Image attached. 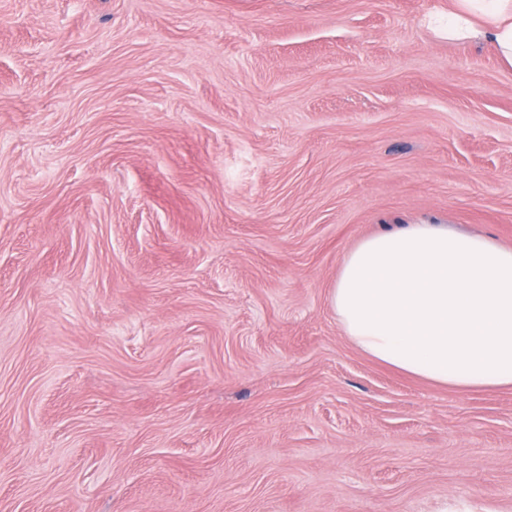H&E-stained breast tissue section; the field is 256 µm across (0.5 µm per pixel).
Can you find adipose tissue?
Returning a JSON list of instances; mask_svg holds the SVG:
<instances>
[{
	"instance_id": "ef3b65f1",
	"label": "adipose tissue",
	"mask_w": 512,
	"mask_h": 512,
	"mask_svg": "<svg viewBox=\"0 0 512 512\" xmlns=\"http://www.w3.org/2000/svg\"><path fill=\"white\" fill-rule=\"evenodd\" d=\"M452 38L492 36L512 67V0H452ZM336 318L369 357L457 389L512 388V248L444 224L360 240L331 293Z\"/></svg>"
}]
</instances>
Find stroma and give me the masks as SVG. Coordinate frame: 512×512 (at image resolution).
Here are the masks:
<instances>
[{
    "instance_id": "1",
    "label": "stroma",
    "mask_w": 512,
    "mask_h": 512,
    "mask_svg": "<svg viewBox=\"0 0 512 512\" xmlns=\"http://www.w3.org/2000/svg\"><path fill=\"white\" fill-rule=\"evenodd\" d=\"M449 0H0V512H512V388L360 351L357 242L512 248V68Z\"/></svg>"
}]
</instances>
